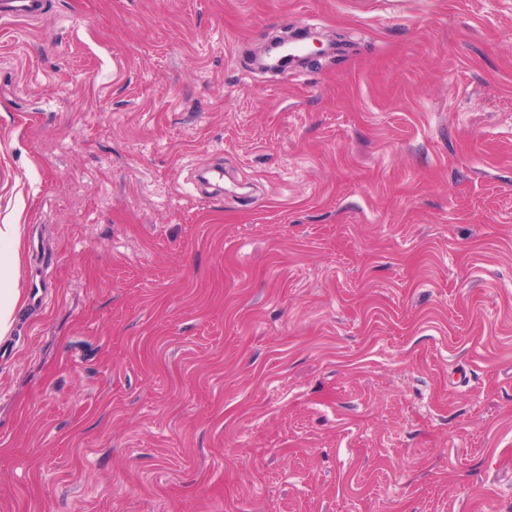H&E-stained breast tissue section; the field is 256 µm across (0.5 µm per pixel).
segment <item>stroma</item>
<instances>
[{"instance_id":"1","label":"stroma","mask_w":512,"mask_h":512,"mask_svg":"<svg viewBox=\"0 0 512 512\" xmlns=\"http://www.w3.org/2000/svg\"><path fill=\"white\" fill-rule=\"evenodd\" d=\"M43 3L0 512H512V0ZM304 39H311L312 45L315 47V50H311L310 53L306 56H296L289 54L286 51L276 63L263 64V68L267 70L269 69L278 71L281 70L282 68L288 67V65L291 64H305L309 61H312L314 57H319L326 54V49H323V43L318 36H315L311 33H305L299 37H294V40Z\"/></svg>"}]
</instances>
